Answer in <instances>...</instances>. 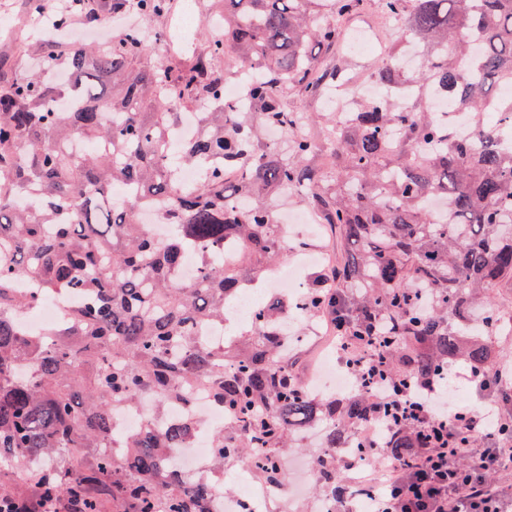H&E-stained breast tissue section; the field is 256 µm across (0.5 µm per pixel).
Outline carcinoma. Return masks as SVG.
<instances>
[{
  "label": "carcinoma",
  "mask_w": 512,
  "mask_h": 512,
  "mask_svg": "<svg viewBox=\"0 0 512 512\" xmlns=\"http://www.w3.org/2000/svg\"><path fill=\"white\" fill-rule=\"evenodd\" d=\"M313 0H224L205 22L202 52L162 65L145 61L153 40L128 28L112 43L59 51L50 38L23 52L41 70L0 77V460L55 454L63 465L33 475L43 499L65 497L81 512H211L206 481L188 485L163 460L190 433L148 424L113 437L110 409L146 390L156 414L185 404L205 382L230 415L213 439L211 468L247 461L270 484L288 482L278 454L293 423L330 421L315 455L317 484L337 506L345 449L367 450L353 428L384 426L391 406L362 394L313 397L294 375L277 332L279 309L255 308L244 341L226 352L199 336L224 323V299L258 283L288 251L273 200L289 194L322 217L345 244L331 262L341 294L321 285L304 298L305 317H340V336L365 341L381 331L377 353L389 380H443L448 364L479 371L497 392L501 357L487 337L512 335V0H376L403 19L426 47L425 64L406 77L403 41L377 59L374 78L409 85L408 104L356 99L330 123L332 161L318 165L320 134L294 129L284 107L297 87L318 95L336 71L315 49L334 50L341 28ZM364 0H330L347 18ZM145 19L166 16L170 0H112ZM244 85L242 105L224 99L225 78ZM441 98L472 120L454 137L448 119L427 109ZM199 112L195 136L174 137L180 113ZM273 128L280 139L261 142ZM181 165L199 172L186 187ZM126 186L121 202L112 189ZM32 196L27 208L19 198ZM173 225L155 239L140 212ZM198 274L179 279L186 247ZM29 280L45 295L84 301L53 342L23 338L15 312L33 303L17 290ZM409 424L382 445L407 447ZM89 448L94 461L74 454Z\"/></svg>",
  "instance_id": "carcinoma-1"
}]
</instances>
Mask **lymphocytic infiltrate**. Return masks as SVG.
<instances>
[{
  "label": "lymphocytic infiltrate",
  "instance_id": "1",
  "mask_svg": "<svg viewBox=\"0 0 512 512\" xmlns=\"http://www.w3.org/2000/svg\"><path fill=\"white\" fill-rule=\"evenodd\" d=\"M361 391L392 397L399 408L393 425L429 432L430 443L397 454L382 448L374 434L360 440L380 465H367L357 485L368 497V512H512V496L489 482L491 472L512 478V442L503 443L484 407L448 409L435 382H421L394 394L379 378L359 380Z\"/></svg>",
  "mask_w": 512,
  "mask_h": 512
}]
</instances>
